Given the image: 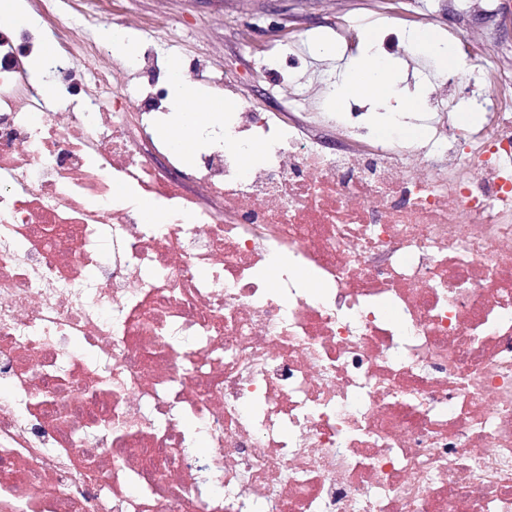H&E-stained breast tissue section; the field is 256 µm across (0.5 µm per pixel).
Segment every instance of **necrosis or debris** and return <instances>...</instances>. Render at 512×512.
<instances>
[{"instance_id":"obj_1","label":"necrosis or debris","mask_w":512,"mask_h":512,"mask_svg":"<svg viewBox=\"0 0 512 512\" xmlns=\"http://www.w3.org/2000/svg\"><path fill=\"white\" fill-rule=\"evenodd\" d=\"M62 2L39 14L81 104L0 30V512H512V77L483 73L476 128L442 78L423 143L333 157L240 112L181 180L168 70L117 84L120 22Z\"/></svg>"}]
</instances>
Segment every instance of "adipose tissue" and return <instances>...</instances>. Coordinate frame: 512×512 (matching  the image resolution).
I'll use <instances>...</instances> for the list:
<instances>
[{
    "instance_id": "adipose-tissue-1",
    "label": "adipose tissue",
    "mask_w": 512,
    "mask_h": 512,
    "mask_svg": "<svg viewBox=\"0 0 512 512\" xmlns=\"http://www.w3.org/2000/svg\"><path fill=\"white\" fill-rule=\"evenodd\" d=\"M168 66L178 79L170 89L174 105L166 128L177 131L181 150L189 157L196 151L203 131L223 121L225 113L232 111L234 105L220 97H201L197 88L183 79V68L178 60H170ZM393 92L388 64L375 59L366 48L361 58L351 63L336 83L331 99L337 105L357 96L383 100Z\"/></svg>"
}]
</instances>
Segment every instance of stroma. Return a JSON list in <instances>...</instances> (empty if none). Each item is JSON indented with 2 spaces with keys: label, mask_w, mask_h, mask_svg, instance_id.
Wrapping results in <instances>:
<instances>
[{
  "label": "stroma",
  "mask_w": 512,
  "mask_h": 512,
  "mask_svg": "<svg viewBox=\"0 0 512 512\" xmlns=\"http://www.w3.org/2000/svg\"><path fill=\"white\" fill-rule=\"evenodd\" d=\"M492 5L495 52L480 56L465 38H453L457 73L503 69L512 62V0H492ZM116 7L139 49H153L162 61L176 57L191 70L204 53H211V66L193 79L205 95L222 92L299 127L325 145L333 143L334 137L321 116V106L290 111L285 86L300 93L317 79H342L363 44L374 41L384 12H393L392 25L397 30L434 20L432 34L438 38L443 37L442 26L448 21V0H118ZM160 16L166 28L155 39L148 26ZM343 20L349 23L351 43L335 56L320 58L315 66L290 56V45L307 47L320 39L335 40V26Z\"/></svg>",
  "instance_id": "1"
}]
</instances>
